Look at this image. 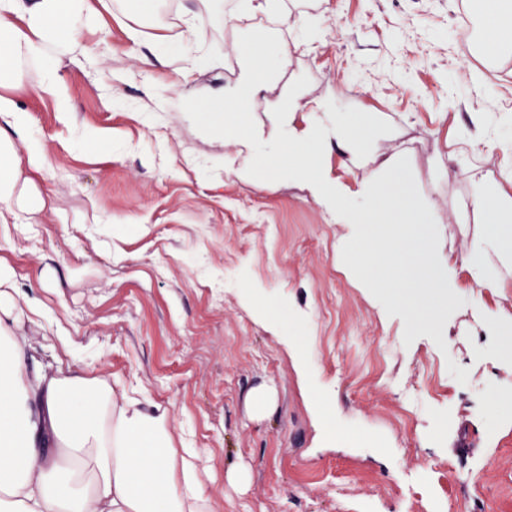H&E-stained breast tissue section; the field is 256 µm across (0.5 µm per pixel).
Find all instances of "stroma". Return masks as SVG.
<instances>
[{
  "mask_svg": "<svg viewBox=\"0 0 512 512\" xmlns=\"http://www.w3.org/2000/svg\"><path fill=\"white\" fill-rule=\"evenodd\" d=\"M239 2L163 0L133 16L113 0L70 48L42 51L41 65L63 61L73 115L41 93V65L0 87L48 160L45 208L17 211L0 238L16 299L41 310L18 341L165 406L197 450L211 512H474V475L512 512V421L490 406L512 391V368L486 360L503 339L470 306L477 292L488 308L512 304V278L484 289L460 270L447 335L406 328L347 274L341 228L306 192L242 183L223 138L193 119L200 97L239 77L226 41L275 39L290 50L279 85L382 112L442 219L443 253L459 258L489 224L476 185L512 196V51L458 40L479 0H281L278 16ZM97 129L107 138L89 140ZM258 387L274 400L262 419L248 403ZM238 469L248 482L230 483Z\"/></svg>",
  "mask_w": 512,
  "mask_h": 512,
  "instance_id": "1",
  "label": "stroma"
}]
</instances>
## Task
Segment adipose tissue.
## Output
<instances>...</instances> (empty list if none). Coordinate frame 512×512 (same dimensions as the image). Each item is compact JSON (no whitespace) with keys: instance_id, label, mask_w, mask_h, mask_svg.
Masks as SVG:
<instances>
[{"instance_id":"ef3b65f1","label":"adipose tissue","mask_w":512,"mask_h":512,"mask_svg":"<svg viewBox=\"0 0 512 512\" xmlns=\"http://www.w3.org/2000/svg\"><path fill=\"white\" fill-rule=\"evenodd\" d=\"M490 49L512 46V0H482ZM88 0H0V77L17 72L21 62L38 63L43 48L61 33L85 28ZM246 66L234 91L211 99L213 108L249 111L268 92L266 77L288 61L285 48L255 41L243 49ZM0 155L11 161L0 175V203L41 210L42 199L30 192L43 167L39 141L26 144L18 160L16 136L28 125V113L10 95L0 94ZM391 133L381 113L349 117L339 105L305 99L293 87L269 101L266 117L243 129L227 130L224 161L235 164L239 181L254 184L264 176L250 162L262 152L286 154L294 143L311 147L309 157L280 169V180L300 185L343 228L341 242L360 245L351 263L363 288L379 299L388 315L404 317L430 335L442 332L441 314L409 306L396 298L395 273L414 269L418 279L438 287L457 286L459 268L480 284L501 279L486 262L494 244L512 265V197L478 188L474 204L491 211L495 228L475 241L461 261L436 256L432 224L437 217L429 200L414 196L402 160L383 148ZM337 151L344 164L364 168L349 185L319 168L321 157ZM384 251L391 275L366 270L365 257ZM16 276L0 259V512H208L209 497L194 462V452L177 434L160 405L116 391L107 378H87L72 370L50 368L15 340L23 312L12 292Z\"/></svg>"}]
</instances>
